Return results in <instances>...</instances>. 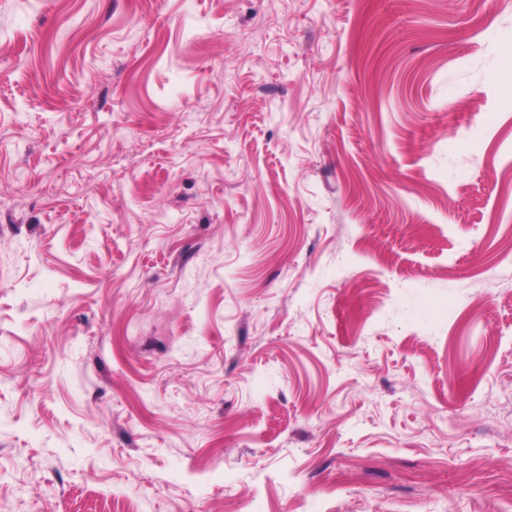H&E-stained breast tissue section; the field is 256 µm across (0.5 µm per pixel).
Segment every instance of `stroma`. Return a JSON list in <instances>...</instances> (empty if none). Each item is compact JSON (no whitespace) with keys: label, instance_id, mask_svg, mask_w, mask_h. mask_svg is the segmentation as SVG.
<instances>
[{"label":"stroma","instance_id":"1","mask_svg":"<svg viewBox=\"0 0 512 512\" xmlns=\"http://www.w3.org/2000/svg\"><path fill=\"white\" fill-rule=\"evenodd\" d=\"M0 512H512V0H0Z\"/></svg>","mask_w":512,"mask_h":512}]
</instances>
